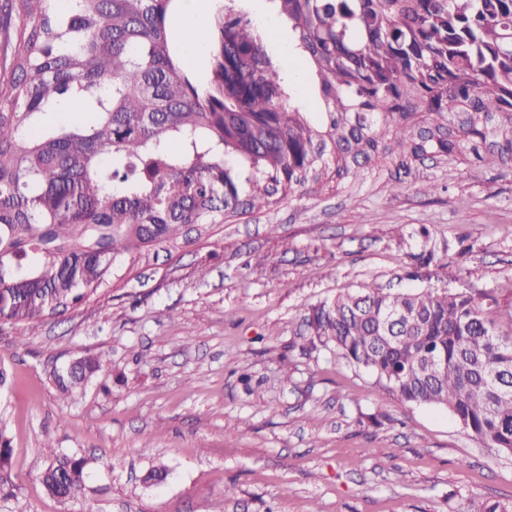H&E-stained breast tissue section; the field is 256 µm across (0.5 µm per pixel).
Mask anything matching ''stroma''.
Listing matches in <instances>:
<instances>
[{"label": "stroma", "mask_w": 512, "mask_h": 512, "mask_svg": "<svg viewBox=\"0 0 512 512\" xmlns=\"http://www.w3.org/2000/svg\"><path fill=\"white\" fill-rule=\"evenodd\" d=\"M310 112L315 84L279 25L269 46ZM395 165L363 182L244 212L149 260L64 315L0 322V512H467L512 502V456L446 410L382 394L371 373L312 346L313 305L417 289L416 254L445 261L430 287L475 293L512 334V172L459 159ZM438 189L428 195L423 184ZM467 206H459L458 197ZM276 234H269V225ZM428 236H421V229ZM103 369L70 396L54 369ZM251 376L242 384L241 373ZM57 454L94 456L76 499L41 481ZM166 480L144 487L154 465Z\"/></svg>", "instance_id": "35a3bbf8"}]
</instances>
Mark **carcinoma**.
<instances>
[{
    "label": "carcinoma",
    "instance_id": "carcinoma-1",
    "mask_svg": "<svg viewBox=\"0 0 512 512\" xmlns=\"http://www.w3.org/2000/svg\"><path fill=\"white\" fill-rule=\"evenodd\" d=\"M178 0H5L13 73L0 83V322L62 314L119 266L176 249L224 216L427 157L512 167V0H273L319 80L317 120L237 0L203 35L205 77L172 49ZM89 121L52 117L72 105ZM441 259L418 257L411 279ZM468 292L341 294L306 316L312 344L382 392L440 407L512 454V336ZM98 357L53 374L87 385ZM95 457H65L47 492L78 495Z\"/></svg>",
    "mask_w": 512,
    "mask_h": 512
}]
</instances>
